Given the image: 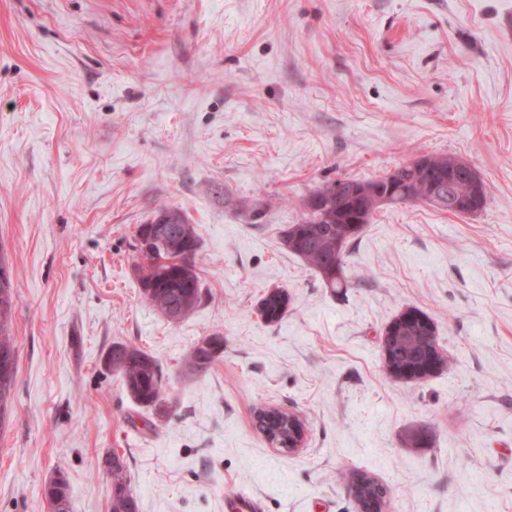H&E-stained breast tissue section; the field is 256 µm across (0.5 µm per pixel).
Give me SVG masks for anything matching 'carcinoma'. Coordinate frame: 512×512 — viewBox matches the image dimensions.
<instances>
[{
	"label": "carcinoma",
	"instance_id": "cac0c4a2",
	"mask_svg": "<svg viewBox=\"0 0 512 512\" xmlns=\"http://www.w3.org/2000/svg\"><path fill=\"white\" fill-rule=\"evenodd\" d=\"M430 168L448 179V154H423ZM393 180L398 193L392 196L393 204L406 205L429 203L427 188L418 169V158L414 157L398 166L394 171L372 180L383 189L388 180ZM304 215L299 224H290L283 231L281 242L286 251L312 267L321 282L328 288H348L346 275L347 257L351 245L359 238L376 210L375 199L354 201L346 199H320L310 203L309 197L302 200ZM177 229L170 242H161L150 252L139 254L136 265L138 281L144 298L161 314L166 308L180 306L191 312L203 299L200 278L196 271L200 242L194 225L177 212L171 219ZM288 293L281 288L267 290L261 297L257 311L267 324H277L288 315ZM14 321V291L11 269L5 254H0V429L11 409L16 382V344L12 328ZM424 328L418 324H404L401 331L384 339L383 360L389 369L414 368L426 363L431 352L424 345H408L404 336H422ZM198 341L185 361V372L196 375L206 372L223 354L224 346L207 349ZM124 359L112 360V352L105 357L106 367L121 375L126 391L144 406H156L162 402L165 389L158 361L140 347L126 342H115ZM111 477L109 512H139L137 494L131 487L126 463L104 459Z\"/></svg>",
	"mask_w": 512,
	"mask_h": 512
}]
</instances>
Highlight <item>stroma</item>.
Listing matches in <instances>:
<instances>
[{"label":"stroma","mask_w":512,"mask_h":512,"mask_svg":"<svg viewBox=\"0 0 512 512\" xmlns=\"http://www.w3.org/2000/svg\"><path fill=\"white\" fill-rule=\"evenodd\" d=\"M424 153L468 160L477 216L380 207L325 288L281 233L323 182L370 180ZM200 240L203 300L171 321L143 297L135 229L160 206ZM0 250L17 344L0 430V512H108L109 452L140 512H512V0H0ZM286 289L265 324L263 293ZM435 322L446 366L387 377L405 307ZM224 353L183 363L206 336ZM130 342L161 366L163 406L104 365ZM276 405L302 448L256 428ZM288 305V293L281 288H272L261 297L257 311L266 324H277L288 315ZM207 338H214L215 342L221 343V346L207 349L202 347ZM220 339V341L217 340ZM224 339L220 336H207L198 341L191 349L185 361V372L188 375H196L206 372L211 365L223 354ZM225 512H260L258 498L249 491H241L224 500Z\"/></svg>","instance_id":"obj_1"}]
</instances>
